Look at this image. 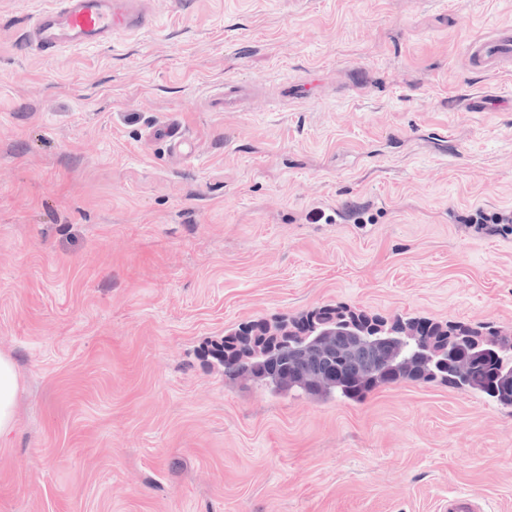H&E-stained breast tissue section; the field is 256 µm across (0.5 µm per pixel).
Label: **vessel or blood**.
I'll return each instance as SVG.
<instances>
[{
	"mask_svg": "<svg viewBox=\"0 0 512 512\" xmlns=\"http://www.w3.org/2000/svg\"><path fill=\"white\" fill-rule=\"evenodd\" d=\"M149 0H46L26 27L24 44L50 59L67 49L114 43L123 34L152 27ZM467 61L479 73L512 68V29L503 28L468 43ZM252 96L249 84L227 81L208 96L212 110L243 111Z\"/></svg>",
	"mask_w": 512,
	"mask_h": 512,
	"instance_id": "1",
	"label": "vessel or blood"
}]
</instances>
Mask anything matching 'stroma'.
Here are the masks:
<instances>
[{
  "label": "stroma",
  "mask_w": 512,
  "mask_h": 512,
  "mask_svg": "<svg viewBox=\"0 0 512 512\" xmlns=\"http://www.w3.org/2000/svg\"><path fill=\"white\" fill-rule=\"evenodd\" d=\"M44 2L0 0V512H512V406L275 395L204 353L324 304L512 335V226L465 221L512 211V72L465 54L512 0H150L153 27L49 60L22 42ZM227 80L248 110L206 107ZM362 200L375 223L335 221ZM19 378L12 359L0 354V436L16 426Z\"/></svg>",
  "instance_id": "obj_1"
}]
</instances>
